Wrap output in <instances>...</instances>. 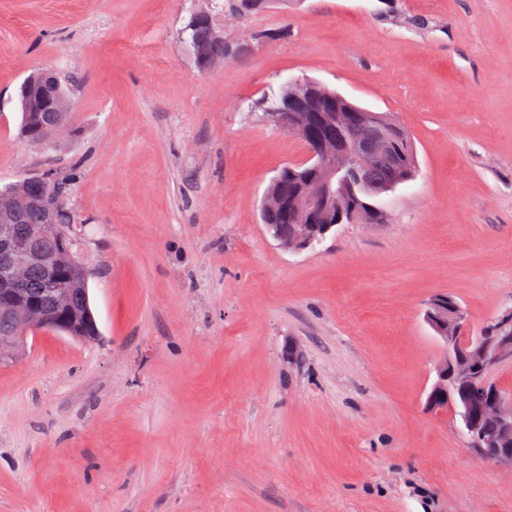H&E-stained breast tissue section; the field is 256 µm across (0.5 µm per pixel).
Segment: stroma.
<instances>
[{
	"label": "stroma",
	"instance_id": "1",
	"mask_svg": "<svg viewBox=\"0 0 512 512\" xmlns=\"http://www.w3.org/2000/svg\"><path fill=\"white\" fill-rule=\"evenodd\" d=\"M251 52L200 68L191 15ZM71 126L19 134L33 72ZM291 78L396 118L418 171L382 224L281 249L260 200L302 144L257 103ZM47 172L100 338L0 366V512H512V468L425 408L454 296L512 306V0H0V187ZM456 306L462 308L460 303L453 296L442 294L435 298L432 305L427 306L425 312V317H427L426 321L433 329L436 336L443 337L446 352L448 350V344L456 342L458 336H455L456 325L445 317V309L448 307L449 310Z\"/></svg>",
	"mask_w": 512,
	"mask_h": 512
}]
</instances>
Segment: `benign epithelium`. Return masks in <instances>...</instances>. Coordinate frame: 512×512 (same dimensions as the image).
Segmentation results:
<instances>
[{
  "label": "benign epithelium",
  "instance_id": "7a95c632",
  "mask_svg": "<svg viewBox=\"0 0 512 512\" xmlns=\"http://www.w3.org/2000/svg\"><path fill=\"white\" fill-rule=\"evenodd\" d=\"M189 47L197 62L210 65L224 60L231 53H213L205 49L195 37H190ZM288 85L296 89L295 96L284 106L275 103L264 112L263 119L296 136L303 130L317 128L326 131L336 125V104L327 99L316 108L309 102L317 96V82L292 78ZM25 96L35 95L31 111L42 113V127L49 131L61 117L57 100V82L42 80L40 75L29 77L22 85ZM378 149L391 150L389 140L380 128H370L364 139L350 143L327 136L307 148L305 158L292 162L297 167L315 169L317 178L308 184L301 196V212L309 224H318L328 210L336 183L347 165H369ZM30 187L24 195H7L0 198V364L16 358L27 336L16 332L22 323L31 325V331H48L79 341L98 338V328L88 303L85 288H75L66 293L57 288L64 276L78 268L89 276L82 264L68 263L63 255L69 254L61 224L71 222L62 198L54 191L55 179L49 175H36L24 180ZM21 209L32 210L38 219L24 224L16 222ZM336 224L327 225L320 234L314 233L302 241H291L288 234L276 230L275 241L289 253H300L322 244L326 234ZM79 304L84 310L86 327L92 335L76 332L68 314ZM481 360L474 366L460 358L452 367L448 359L438 365L437 376L448 379V373L468 383L486 387L487 373L494 368L512 364V308L500 311L482 327L481 344L477 348ZM492 408L501 422L512 427V396L490 388ZM481 462L493 466L512 467V448H479Z\"/></svg>",
  "mask_w": 512,
  "mask_h": 512
}]
</instances>
